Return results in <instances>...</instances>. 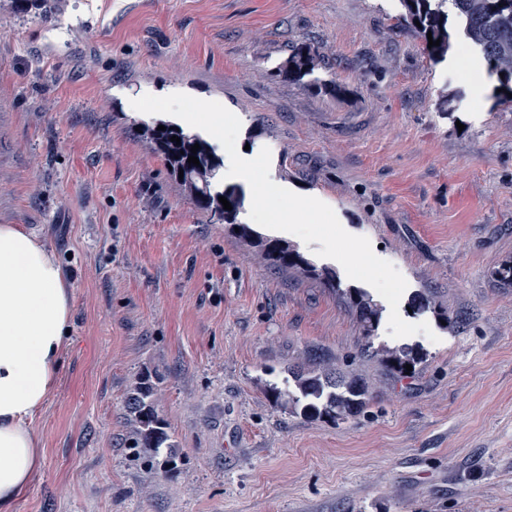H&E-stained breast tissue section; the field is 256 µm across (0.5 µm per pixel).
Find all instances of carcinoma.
Instances as JSON below:
<instances>
[{
    "instance_id": "1",
    "label": "carcinoma",
    "mask_w": 512,
    "mask_h": 512,
    "mask_svg": "<svg viewBox=\"0 0 512 512\" xmlns=\"http://www.w3.org/2000/svg\"><path fill=\"white\" fill-rule=\"evenodd\" d=\"M401 13L397 17V27L416 34L429 44L427 33L440 40V45L425 48L431 57L448 52L450 34L448 32V5H453L455 15L460 20L464 35L472 44L481 48L490 70L500 74H512V0H399ZM314 68V54L309 46H298L281 65L280 74L299 81ZM166 130L161 131L158 126ZM180 138V143L171 137ZM144 137L152 150L160 154L170 174L181 179L194 196L197 205L218 219L229 213L236 215L241 207L240 190L228 187L221 192H212V180L224 166L223 160L212 146L197 135H191L179 127L159 120L154 125L144 126ZM199 145L195 154L200 165L187 162L191 146ZM227 198L231 211L223 209L219 197ZM239 236L250 240L259 248L268 265L274 269L297 268L307 276L320 280L336 289L343 300L357 312L362 323L364 336H375L383 306L374 301L364 290L349 286L341 288L340 277L335 268L318 267L305 257L294 244L280 238H271L255 230L248 224L238 225ZM395 372L407 374L406 365H416L418 353L410 348H382L376 351ZM285 387H270L275 400L291 404L293 412L307 419L345 420L360 415L369 404L366 383L359 377L346 376L335 368H321L315 364L294 365L288 368ZM127 406L134 415L137 427L130 437L134 455L145 459L153 466H161L167 471L174 470L180 457L174 451L166 424L159 416L154 400V389L149 379H144L127 398Z\"/></svg>"
}]
</instances>
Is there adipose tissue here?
Listing matches in <instances>:
<instances>
[{
    "mask_svg": "<svg viewBox=\"0 0 512 512\" xmlns=\"http://www.w3.org/2000/svg\"><path fill=\"white\" fill-rule=\"evenodd\" d=\"M72 290L34 234L0 225V512H9L44 459L32 429L69 340Z\"/></svg>",
    "mask_w": 512,
    "mask_h": 512,
    "instance_id": "1",
    "label": "adipose tissue"
}]
</instances>
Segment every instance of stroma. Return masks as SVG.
<instances>
[{"label": "stroma", "instance_id": "stroma-1", "mask_svg": "<svg viewBox=\"0 0 512 512\" xmlns=\"http://www.w3.org/2000/svg\"><path fill=\"white\" fill-rule=\"evenodd\" d=\"M399 0H0V224L73 290L42 467L12 512H512V100H480L397 28ZM315 50L302 81L277 76ZM332 82L337 97L320 91ZM221 103L275 180L331 203L408 286L432 336L409 377L363 354L356 313L270 268L201 211L137 129L131 96ZM449 325H442V317ZM370 402L308 420L273 398L310 361ZM181 463L131 461L142 376ZM306 52V55H303ZM314 68V54L310 46H298L281 65L279 72L288 80L300 81Z\"/></svg>", "mask_w": 512, "mask_h": 512}]
</instances>
